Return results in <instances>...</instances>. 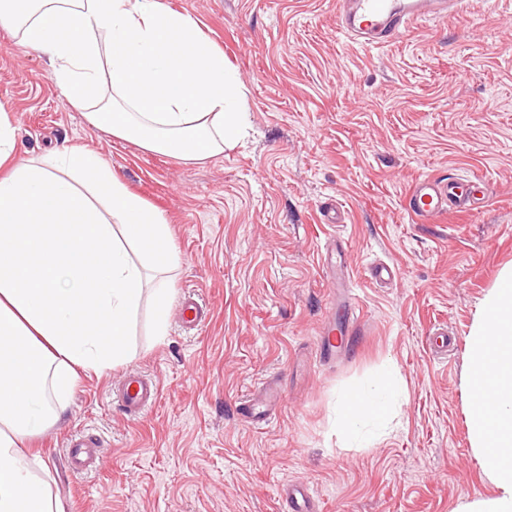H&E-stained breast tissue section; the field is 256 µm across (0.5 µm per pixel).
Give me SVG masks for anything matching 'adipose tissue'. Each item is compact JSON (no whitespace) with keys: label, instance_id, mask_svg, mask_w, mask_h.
<instances>
[{"label":"adipose tissue","instance_id":"obj_1","mask_svg":"<svg viewBox=\"0 0 512 512\" xmlns=\"http://www.w3.org/2000/svg\"><path fill=\"white\" fill-rule=\"evenodd\" d=\"M0 27L114 138L201 161L244 127L236 64L161 0H0ZM179 260L162 212L98 156L65 148L18 161L0 113V512H64L28 444L66 413L80 372L129 359L143 301L165 333L172 290L145 271ZM467 357L469 439L495 493L459 512H512V267L484 297ZM396 395L384 370L344 394L336 423L356 434L383 422Z\"/></svg>","mask_w":512,"mask_h":512}]
</instances>
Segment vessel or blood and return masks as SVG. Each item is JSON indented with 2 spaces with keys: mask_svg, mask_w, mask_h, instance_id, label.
I'll use <instances>...</instances> for the list:
<instances>
[{
  "mask_svg": "<svg viewBox=\"0 0 512 512\" xmlns=\"http://www.w3.org/2000/svg\"><path fill=\"white\" fill-rule=\"evenodd\" d=\"M427 0H336L339 28L342 33L367 48L384 45L399 39L425 14ZM487 203V188L481 179L456 180L424 176L409 189L405 205L408 213L423 224L434 223L440 216L451 212L479 215ZM207 310L202 303L187 299L180 304V320L190 328L199 327L206 319ZM160 388L155 378L129 373L116 392L124 414L141 417L154 406ZM281 398L278 389L268 388L260 394L246 397L242 409L254 423L266 420L269 410ZM66 462L76 473L96 470L102 458L98 440L79 434L66 440ZM279 496L289 512H322L312 490L295 482L281 485Z\"/></svg>",
  "mask_w": 512,
  "mask_h": 512,
  "instance_id": "obj_1",
  "label": "vessel or blood"
}]
</instances>
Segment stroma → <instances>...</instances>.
<instances>
[{"mask_svg": "<svg viewBox=\"0 0 512 512\" xmlns=\"http://www.w3.org/2000/svg\"><path fill=\"white\" fill-rule=\"evenodd\" d=\"M190 15L239 67L245 135L222 154L183 161L89 123L47 61L0 28V111L16 156L96 152L163 212L179 253L173 301L208 309L198 329L170 316L156 335L141 307L132 356L81 373L62 420L31 445L66 512H281L277 489L303 482L325 512H457L492 496L467 425V337L512 265V0H469L368 49L338 30L334 0H161ZM423 175L485 178L478 217L419 224L404 209ZM335 209L337 223L323 221ZM347 255L351 335L318 350L333 297L324 249ZM395 267L377 280L372 269ZM447 326L456 345L429 335ZM392 367L402 389L381 428L342 433L345 391ZM137 369L161 396L128 419L113 391ZM273 380L275 417L242 416ZM103 441L98 471L77 474L68 435Z\"/></svg>", "mask_w": 512, "mask_h": 512, "instance_id": "obj_1", "label": "stroma"}]
</instances>
